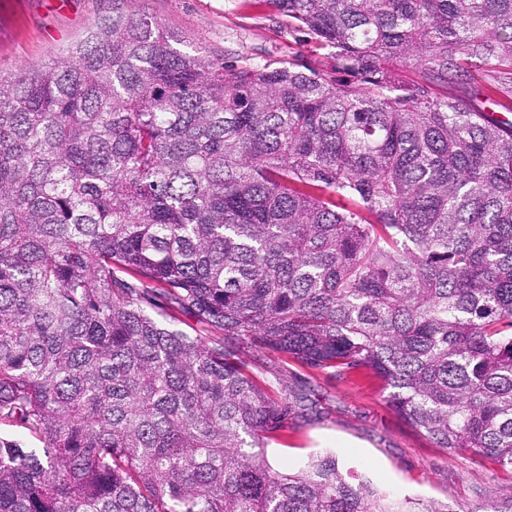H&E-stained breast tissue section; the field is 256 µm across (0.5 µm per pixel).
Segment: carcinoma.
Returning a JSON list of instances; mask_svg holds the SVG:
<instances>
[{
	"label": "carcinoma",
	"mask_w": 512,
	"mask_h": 512,
	"mask_svg": "<svg viewBox=\"0 0 512 512\" xmlns=\"http://www.w3.org/2000/svg\"><path fill=\"white\" fill-rule=\"evenodd\" d=\"M112 16L0 76V512H456L261 448L244 350L512 472V0H270L331 67ZM193 321L191 331L182 318ZM479 512H512V483Z\"/></svg>",
	"instance_id": "1"
}]
</instances>
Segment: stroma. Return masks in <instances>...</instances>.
Masks as SVG:
<instances>
[{
    "mask_svg": "<svg viewBox=\"0 0 512 512\" xmlns=\"http://www.w3.org/2000/svg\"><path fill=\"white\" fill-rule=\"evenodd\" d=\"M127 7L162 21L185 45L205 46L228 62L310 57L268 0H129ZM111 13L112 0H0V75L57 59ZM283 388L305 395L315 412L289 416L280 437L264 450L273 468L296 470L330 453L342 469H354L380 492L449 503L457 512H474L512 483V473L434 447L414 432L368 372L292 364Z\"/></svg>",
    "mask_w": 512,
    "mask_h": 512,
    "instance_id": "1",
    "label": "stroma"
}]
</instances>
